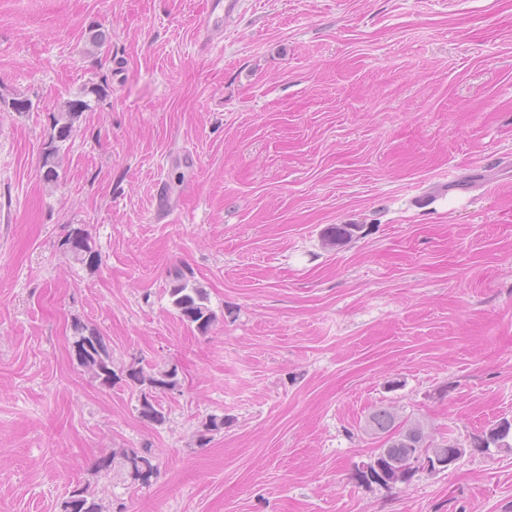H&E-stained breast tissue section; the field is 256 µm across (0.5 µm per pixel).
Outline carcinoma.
I'll use <instances>...</instances> for the list:
<instances>
[{
    "mask_svg": "<svg viewBox=\"0 0 512 512\" xmlns=\"http://www.w3.org/2000/svg\"><path fill=\"white\" fill-rule=\"evenodd\" d=\"M91 110V101L81 98L68 100L63 103L57 115L53 116V128L56 133L51 137L44 149L41 177L46 182L58 179L61 153L66 150V143L72 136L74 123L82 113ZM358 229L355 224L336 225L327 231V245L334 247L351 239ZM62 245L66 247L72 258L82 264L95 266L99 262V254L93 245L88 231L82 227H72L68 230ZM168 295L174 312L181 321L193 327L200 334H206L216 320L214 311L208 305L206 291L197 285L194 272L189 267H176L170 271ZM74 336L72 352L77 365L87 372L102 388L110 389L120 381L129 387L139 390V417L150 423L162 424L165 414L158 402V395L173 392L181 385L178 370L172 367L158 372H148L141 367L129 366L117 372L113 368L112 349L107 344L101 332L79 322L73 325ZM224 430V417L211 415L202 423L198 434V444L201 446L210 442V435ZM364 431L381 442L384 456L377 460L376 465L367 468L355 466L352 478L365 485L377 484L392 489L399 485H409L417 472L408 468L399 476H387L390 463L398 462L404 465L410 463L414 449L423 447L428 442L424 426L420 421H410L397 414L389 407L381 405L373 409L366 420ZM473 447L488 449H512V424L504 419L493 424L490 428L475 436ZM126 474L131 480L146 484L157 474L152 449L125 450L120 456H104L97 462L100 471L111 472L115 467ZM61 512H100L99 504L91 497L89 488L75 486L67 498L61 503Z\"/></svg>",
    "mask_w": 512,
    "mask_h": 512,
    "instance_id": "obj_1",
    "label": "carcinoma"
}]
</instances>
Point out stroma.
<instances>
[{
	"label": "stroma",
	"instance_id": "35a3bbf8",
	"mask_svg": "<svg viewBox=\"0 0 512 512\" xmlns=\"http://www.w3.org/2000/svg\"><path fill=\"white\" fill-rule=\"evenodd\" d=\"M206 2L0 0V97L32 103L0 111V512L78 484L101 512H512V451L470 445L512 420V0H240L204 51ZM80 224L97 266L62 244ZM338 224L362 230L325 245ZM77 321L115 367L178 369L163 424L72 360ZM380 405L467 451L356 483ZM143 447L150 484L95 468ZM91 100L81 98L67 100L60 111L53 117V128L56 133L46 144L42 157L40 174L44 181L54 182L58 179L59 161L61 153L66 150V143L72 136L74 123L83 112L91 110ZM168 295L174 312L181 321L194 327L200 334H206L216 320L214 311L208 305L204 288L197 285L190 267H176L170 271Z\"/></svg>",
	"mask_w": 512,
	"mask_h": 512
}]
</instances>
